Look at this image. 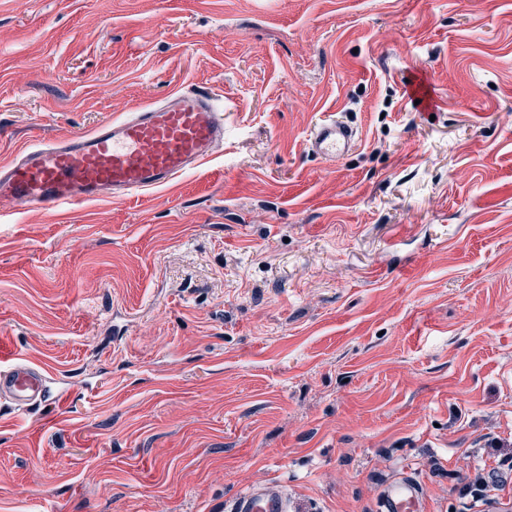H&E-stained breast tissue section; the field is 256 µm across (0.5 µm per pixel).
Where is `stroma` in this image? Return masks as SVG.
<instances>
[{
  "instance_id": "1",
  "label": "stroma",
  "mask_w": 512,
  "mask_h": 512,
  "mask_svg": "<svg viewBox=\"0 0 512 512\" xmlns=\"http://www.w3.org/2000/svg\"><path fill=\"white\" fill-rule=\"evenodd\" d=\"M195 87L210 162L0 217V512H512V0H0V161ZM357 130L349 124L329 120L314 127L310 133L309 149L324 160L335 162L357 143ZM45 368L25 358L14 357L8 366L0 367V397L9 399L18 410H26L42 402ZM488 473V480H483L482 477L476 475L473 480L468 483V487L473 494V498H475V504L486 505L487 507H493L496 500V494L491 495V491H503L505 489L502 484L495 483L490 480V475L493 473ZM489 484L492 488L489 487ZM422 508L421 486L410 477L390 482L382 490L378 501L380 512H421ZM288 493L278 483L270 482L239 494L231 512H288Z\"/></svg>"
}]
</instances>
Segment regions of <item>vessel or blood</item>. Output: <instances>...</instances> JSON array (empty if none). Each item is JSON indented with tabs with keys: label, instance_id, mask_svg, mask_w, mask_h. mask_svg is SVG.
<instances>
[{
	"label": "vessel or blood",
	"instance_id": "obj_1",
	"mask_svg": "<svg viewBox=\"0 0 512 512\" xmlns=\"http://www.w3.org/2000/svg\"><path fill=\"white\" fill-rule=\"evenodd\" d=\"M349 124L329 120L314 127L309 149L336 161L357 143ZM224 142V114L213 93L176 89L161 102L56 142L15 152L0 162V208L56 213L78 202L124 200L170 184L204 165ZM45 369L25 358L0 367V397L19 410L46 396ZM288 493L270 482L239 494L231 512H288ZM420 484L402 477L382 490L379 512H422Z\"/></svg>",
	"mask_w": 512,
	"mask_h": 512
}]
</instances>
